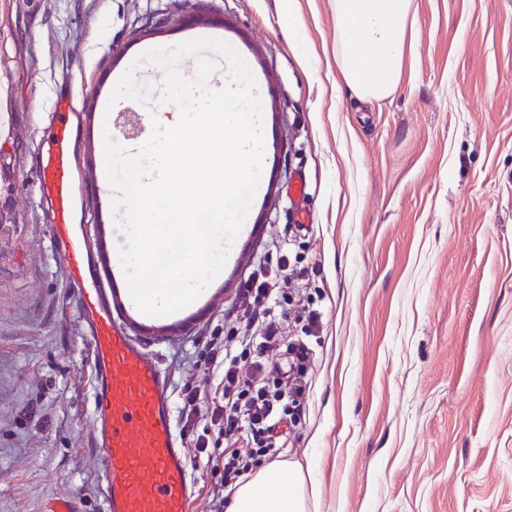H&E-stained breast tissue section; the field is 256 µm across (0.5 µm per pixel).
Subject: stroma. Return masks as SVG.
Instances as JSON below:
<instances>
[{
    "label": "stroma",
    "mask_w": 512,
    "mask_h": 512,
    "mask_svg": "<svg viewBox=\"0 0 512 512\" xmlns=\"http://www.w3.org/2000/svg\"><path fill=\"white\" fill-rule=\"evenodd\" d=\"M231 44L262 102L260 185L219 276L179 323L131 316L174 410L260 257L298 272L317 330L274 305L311 365L279 462L310 466L307 512H512V0H415L404 73L360 100L331 0H0V512H102L89 351L50 247L32 158L60 91L78 104V193L107 288L125 238L101 130L147 141L165 70L141 53ZM148 102L109 111L127 69ZM304 176L306 195L288 193Z\"/></svg>",
    "instance_id": "1"
}]
</instances>
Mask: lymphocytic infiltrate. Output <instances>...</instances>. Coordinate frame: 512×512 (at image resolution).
Masks as SVG:
<instances>
[{
	"label": "lymphocytic infiltrate",
	"instance_id": "f902f5d3",
	"mask_svg": "<svg viewBox=\"0 0 512 512\" xmlns=\"http://www.w3.org/2000/svg\"><path fill=\"white\" fill-rule=\"evenodd\" d=\"M287 278L282 262L273 270L259 264L248 275L237 293V326L210 339L204 353V383L183 388L182 432L218 477L207 512H225L233 482L274 455L278 426L300 413L307 348L290 346L292 362L286 369L269 360L283 339L282 325L269 302L284 296L277 283ZM244 433L250 435L251 447H238ZM224 441L234 444L232 453L221 452Z\"/></svg>",
	"mask_w": 512,
	"mask_h": 512
}]
</instances>
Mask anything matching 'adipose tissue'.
<instances>
[{
  "label": "adipose tissue",
  "instance_id": "adipose-tissue-1",
  "mask_svg": "<svg viewBox=\"0 0 512 512\" xmlns=\"http://www.w3.org/2000/svg\"><path fill=\"white\" fill-rule=\"evenodd\" d=\"M336 60L364 100H382L403 73L414 0H332ZM227 512H306V475L294 462H274L242 483Z\"/></svg>",
  "mask_w": 512,
  "mask_h": 512
}]
</instances>
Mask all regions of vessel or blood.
<instances>
[{
    "instance_id": "1",
    "label": "vessel or blood",
    "mask_w": 512,
    "mask_h": 512,
    "mask_svg": "<svg viewBox=\"0 0 512 512\" xmlns=\"http://www.w3.org/2000/svg\"><path fill=\"white\" fill-rule=\"evenodd\" d=\"M55 124L35 158L38 191L49 211V234L78 300L92 364V443L100 453L103 512H187L192 487L174 430L170 379L127 331L125 312L104 288L87 242L77 196V107L59 93Z\"/></svg>"
}]
</instances>
